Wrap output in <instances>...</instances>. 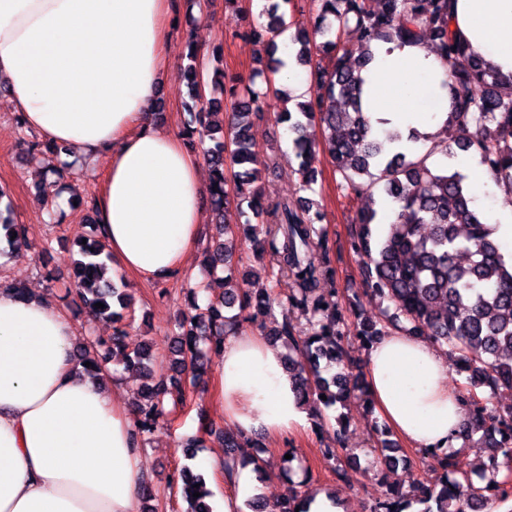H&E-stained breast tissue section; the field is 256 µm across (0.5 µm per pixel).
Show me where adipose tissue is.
<instances>
[{
  "label": "adipose tissue",
  "mask_w": 512,
  "mask_h": 512,
  "mask_svg": "<svg viewBox=\"0 0 512 512\" xmlns=\"http://www.w3.org/2000/svg\"><path fill=\"white\" fill-rule=\"evenodd\" d=\"M170 0H0V82L26 127L87 160L105 157L97 222L115 271L178 272L197 244L209 185L198 154L162 130L156 96L170 64ZM452 29L512 80V0H454ZM368 112L402 134L439 130L451 110L447 65L422 45L380 41ZM76 331L46 298L0 289V512H137L146 462L135 414L76 367ZM378 416L409 446L459 448L466 409L437 344L390 331L366 349ZM224 416L245 437L306 426L281 351L225 337Z\"/></svg>",
  "instance_id": "1"
}]
</instances>
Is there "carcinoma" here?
<instances>
[{
	"label": "carcinoma",
	"instance_id": "obj_1",
	"mask_svg": "<svg viewBox=\"0 0 512 512\" xmlns=\"http://www.w3.org/2000/svg\"><path fill=\"white\" fill-rule=\"evenodd\" d=\"M317 21L312 30L296 29L291 44L300 65L309 68L311 85L296 111L282 107L278 119L288 124L291 150L298 163L302 190L315 193L316 132H321L326 150L346 197L366 196L368 204L354 212L356 232L351 250L363 261L368 277L364 296L392 305L394 313L379 321L362 317V301H349V311L359 320L357 336L367 345L401 321L407 332L425 336L446 346L467 373L465 385L457 388L468 409L469 421L461 431L465 443L482 442L491 449L485 468L478 472L483 485L476 486L460 473L456 455L421 452V478L411 492L388 485L370 507V512H407L410 501L426 505L424 512H488L496 502L512 497V403L496 406L492 398L512 393V266L506 265L494 236L495 225L473 207L465 177L446 165H433L429 156L417 151L394 149L402 140L397 129H377L364 108L365 78L375 59L377 41L431 42L446 59L444 80L452 101V112L442 132L447 155L455 150H473L492 178L507 184L512 194V94L499 92L500 79L477 58L451 28L452 0H316ZM267 23L253 30L257 39L288 28L279 4L265 9ZM196 35L187 39V60L179 77L191 90L194 104L187 107L190 120L185 134L198 138L210 171L209 202L215 234L207 250L206 272L222 268L229 274L245 264L240 242L257 258L269 255L262 273L269 290L254 294L237 287L216 296L203 279L188 288L189 311L176 320L170 339L174 356L173 374L161 376L148 388L137 405L134 424L138 441L155 431L166 414L165 398L171 390L182 392L185 382L195 384L207 373L204 349L220 352L224 336L270 315L287 288L289 302L311 316V332L297 336L282 324L270 332L276 342L288 347V369L297 381V398L305 403L333 407L351 392L367 394L361 375L343 363L344 334L339 329L344 314L338 303L326 297L331 269L320 254L324 213L304 196L267 200L257 186L259 153L250 134L249 116L269 111V94L262 85L271 83L284 66L272 40L263 44L260 67L248 80L224 81V72L214 71L204 81L197 57ZM333 60L332 70L318 58ZM230 100L233 121L221 127L213 117L221 112L214 93ZM24 152L35 159L54 145L22 139ZM37 188L41 204L51 206L62 171L53 172ZM397 206V220L385 236L375 233L379 223L377 202ZM236 203L240 224L229 225L224 213ZM91 223L86 243L79 244V258L69 275L68 288L82 301L94 319L112 324V335L97 340L121 357L127 370L141 372L150 367L151 346L129 350L125 344L126 318L134 316L132 298L115 286L105 241ZM429 226L423 235L419 227ZM0 232L10 244L27 241V228L3 216ZM103 307L97 308L95 304ZM78 363H91L85 371L98 377L102 361L88 345L77 347ZM326 399H321V396ZM224 448V480L232 481L238 467L250 461L266 468L269 460L246 456L247 445L260 447L236 430L217 435ZM407 462L395 454L393 442L382 439L374 449L373 464L394 469ZM199 488H194V485ZM189 505L186 512H211L204 499L211 496L203 478L184 468L172 476ZM200 496L193 497L194 492ZM314 501L309 490L291 488L277 501L276 512H308Z\"/></svg>",
	"mask_w": 512,
	"mask_h": 512
}]
</instances>
